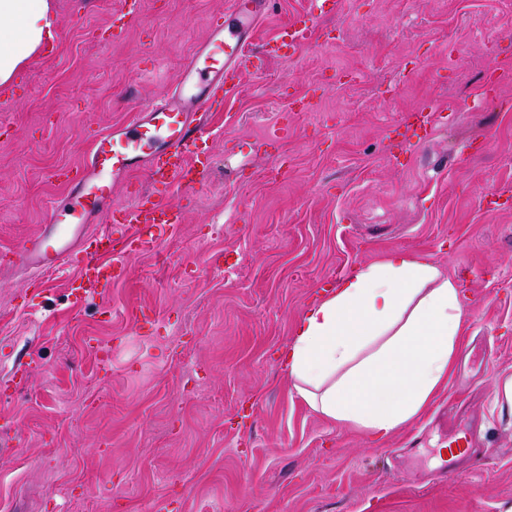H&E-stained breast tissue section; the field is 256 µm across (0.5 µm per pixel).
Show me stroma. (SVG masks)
<instances>
[{"instance_id": "stroma-1", "label": "stroma", "mask_w": 512, "mask_h": 512, "mask_svg": "<svg viewBox=\"0 0 512 512\" xmlns=\"http://www.w3.org/2000/svg\"><path fill=\"white\" fill-rule=\"evenodd\" d=\"M52 4L56 40L0 91V249L97 134L166 96L226 0ZM432 103L422 144L397 145ZM209 123L210 182L93 304L74 307L76 270L0 268V381L28 364L0 397V512H512V203H484L512 196V0H339ZM394 250L481 276L447 388L375 440L313 412L282 353L321 283ZM452 426L480 446L448 478Z\"/></svg>"}]
</instances>
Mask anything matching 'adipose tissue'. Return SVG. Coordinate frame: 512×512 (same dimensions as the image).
I'll list each match as a JSON object with an SVG mask.
<instances>
[{"mask_svg": "<svg viewBox=\"0 0 512 512\" xmlns=\"http://www.w3.org/2000/svg\"><path fill=\"white\" fill-rule=\"evenodd\" d=\"M58 33L51 0H0V89H10ZM463 331L457 282L393 251L323 293L285 351L308 407L332 425L384 437L444 388Z\"/></svg>", "mask_w": 512, "mask_h": 512, "instance_id": "adipose-tissue-1", "label": "adipose tissue"}]
</instances>
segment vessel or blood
<instances>
[{"label":"vessel or blood","instance_id":"vessel-or-blood-1","mask_svg":"<svg viewBox=\"0 0 512 512\" xmlns=\"http://www.w3.org/2000/svg\"><path fill=\"white\" fill-rule=\"evenodd\" d=\"M271 4L228 0L223 17L211 23L207 40L194 50L167 97L96 137L88 164L69 181L66 200L53 201L48 223L1 253L0 264L38 275L76 268L78 306L101 296L113 280L127 277L130 254L182 223L183 211L170 193L206 185L213 160L202 114L236 88L255 27ZM314 19V13L290 17L285 31L264 44L263 52L294 57ZM134 173L147 179L150 190L135 188L130 205L114 204L113 185Z\"/></svg>","mask_w":512,"mask_h":512}]
</instances>
